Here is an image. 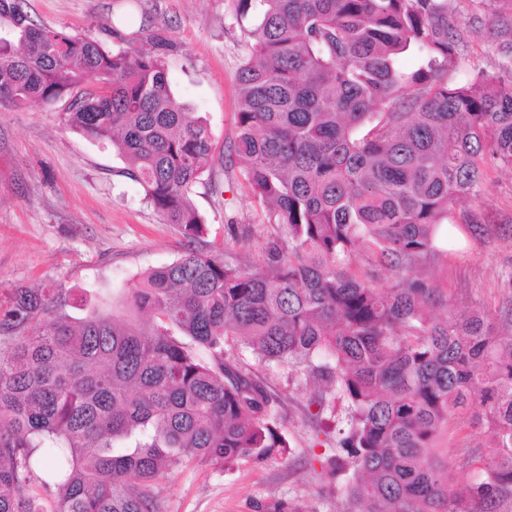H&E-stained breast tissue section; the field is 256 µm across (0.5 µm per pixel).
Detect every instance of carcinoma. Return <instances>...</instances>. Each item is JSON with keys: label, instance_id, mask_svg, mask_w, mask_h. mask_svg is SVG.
Instances as JSON below:
<instances>
[{"label": "carcinoma", "instance_id": "1", "mask_svg": "<svg viewBox=\"0 0 512 512\" xmlns=\"http://www.w3.org/2000/svg\"><path fill=\"white\" fill-rule=\"evenodd\" d=\"M237 2L254 27L230 155L271 228L251 265L196 247L192 190L215 147L174 96L168 45L107 51L0 0V109L67 100L69 125L112 143L186 241L120 315L52 286L0 303V512L45 497L52 512H166L171 473L284 453L276 400L230 341L323 382L318 405L346 400L348 463L328 473L347 477L351 512H505L512 330L456 312L418 268L443 226L481 228L460 202H478L488 167L512 168V0H494L502 71L464 80L448 79L470 33L451 0ZM464 412L487 452L460 488L432 449Z\"/></svg>", "mask_w": 512, "mask_h": 512}]
</instances>
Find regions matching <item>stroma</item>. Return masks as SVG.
<instances>
[{
  "instance_id": "obj_1",
  "label": "stroma",
  "mask_w": 512,
  "mask_h": 512,
  "mask_svg": "<svg viewBox=\"0 0 512 512\" xmlns=\"http://www.w3.org/2000/svg\"><path fill=\"white\" fill-rule=\"evenodd\" d=\"M473 12L475 32L457 56L459 73L499 71L489 10L460 0ZM30 16L51 27L85 34L112 51H135L156 34L171 45L167 57L175 96L203 116L216 146L215 162L192 199L206 224L197 246L252 262L255 251L236 241L233 225L259 217L247 199L238 167L227 154L235 134L239 67L251 42L249 20L236 0H26ZM67 101L50 107L0 109V296L16 285H51L91 291L99 299L129 288L150 269L182 253L175 225L163 223L143 189L124 174V158L111 144L84 137L67 123ZM480 208L482 232L450 229L440 254L425 265L434 287L460 311L480 303L512 313V171L490 170ZM234 357L277 398L289 442L285 455L243 462L232 471L190 467L164 483L166 512H255L256 502L291 499L306 512H348L345 480L327 463L339 455L336 426L346 403L313 401L315 387L288 368L256 364L249 349ZM485 435L461 417L439 442L437 456L456 482L478 474Z\"/></svg>"
}]
</instances>
